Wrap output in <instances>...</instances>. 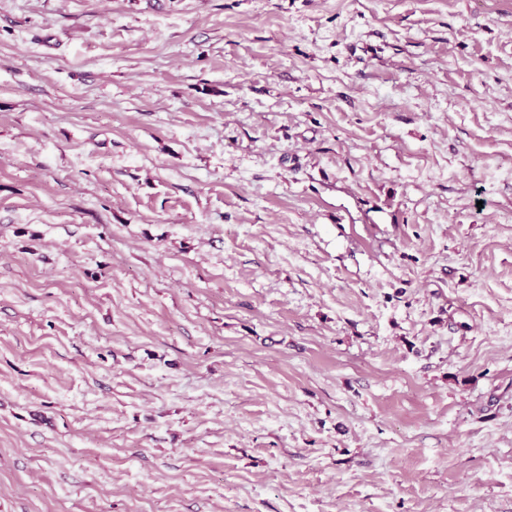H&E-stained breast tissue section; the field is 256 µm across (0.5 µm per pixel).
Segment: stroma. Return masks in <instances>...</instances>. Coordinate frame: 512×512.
Wrapping results in <instances>:
<instances>
[{"mask_svg":"<svg viewBox=\"0 0 512 512\" xmlns=\"http://www.w3.org/2000/svg\"><path fill=\"white\" fill-rule=\"evenodd\" d=\"M0 512H512V0H0Z\"/></svg>","mask_w":512,"mask_h":512,"instance_id":"35a3bbf8","label":"stroma"}]
</instances>
